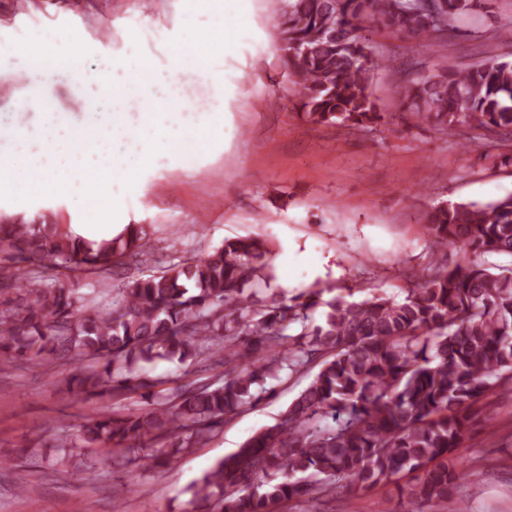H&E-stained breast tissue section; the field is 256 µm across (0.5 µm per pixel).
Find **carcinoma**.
Wrapping results in <instances>:
<instances>
[{
    "label": "carcinoma",
    "mask_w": 512,
    "mask_h": 512,
    "mask_svg": "<svg viewBox=\"0 0 512 512\" xmlns=\"http://www.w3.org/2000/svg\"><path fill=\"white\" fill-rule=\"evenodd\" d=\"M281 58L310 123L372 129L385 115L367 93L373 55L361 32L385 28L443 46L484 0H282ZM403 109L442 130L468 125L512 138V61L452 71L416 61L404 70ZM427 232L455 252L433 257L402 299L327 301L266 292L268 244L227 239L203 259L172 263L113 289L90 311L78 289L20 266L0 267V362L69 359L70 389L138 397V413L103 407L80 425L81 444L55 445L53 464L79 446L108 463L170 464L210 439L246 405L272 396L267 380L316 370L279 420L246 439L190 486L203 512H275L342 487L393 484L412 502L467 512L452 496L481 430L484 401L512 395V193L450 202ZM0 252L92 272L145 266L148 231L129 224L94 248L67 224H0ZM326 308L321 319L314 313ZM297 334L291 335L289 331ZM158 359L224 368L219 384L164 387Z\"/></svg>",
    "instance_id": "obj_1"
}]
</instances>
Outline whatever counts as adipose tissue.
I'll use <instances>...</instances> for the list:
<instances>
[{
	"label": "adipose tissue",
	"instance_id": "adipose-tissue-1",
	"mask_svg": "<svg viewBox=\"0 0 512 512\" xmlns=\"http://www.w3.org/2000/svg\"><path fill=\"white\" fill-rule=\"evenodd\" d=\"M91 52L81 30L50 32L43 40L41 54L29 64L28 103L42 101L48 83L57 74H66L72 82L82 83L86 75L84 62Z\"/></svg>",
	"mask_w": 512,
	"mask_h": 512
}]
</instances>
